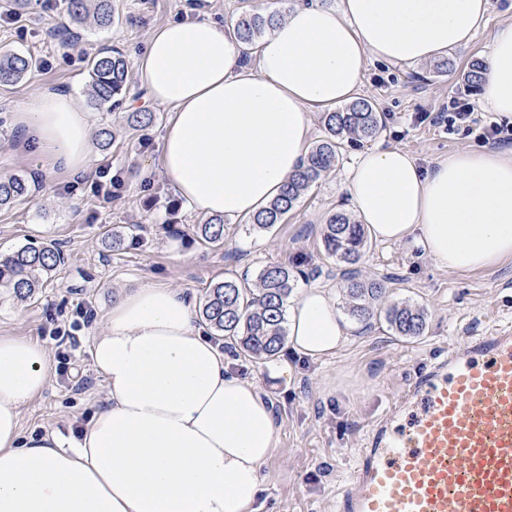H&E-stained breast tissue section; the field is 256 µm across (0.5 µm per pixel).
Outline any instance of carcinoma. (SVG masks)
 Wrapping results in <instances>:
<instances>
[{"instance_id": "carcinoma-1", "label": "carcinoma", "mask_w": 512, "mask_h": 512, "mask_svg": "<svg viewBox=\"0 0 512 512\" xmlns=\"http://www.w3.org/2000/svg\"><path fill=\"white\" fill-rule=\"evenodd\" d=\"M69 23L63 29L81 27L87 20L98 26L112 23L111 0H68ZM282 19L278 12L245 13L235 23L239 41L246 45L269 31ZM32 68V60L21 53L0 56V83L22 80ZM129 65L117 49H102L91 60L88 100L94 106L112 103L126 90ZM154 120L151 112H129L126 124L140 130ZM381 116L374 105L360 99L326 112L323 116L325 134L311 147L309 155L283 185L280 194L252 218V226L268 230L283 223L302 195L325 177L336 165L344 145L373 137L379 129ZM29 195V185L21 176L0 180V208L9 207ZM194 234L214 249L225 244L224 217L214 216L194 225ZM323 244L327 258L345 267L348 311L358 318L371 314L372 304L387 293L386 280L365 281L358 277L354 265L367 250V239L362 225L350 216L336 212L330 216L323 230ZM64 263L62 251L53 245H25L0 264V291L20 300L33 298ZM297 274L295 267L272 263L258 273L255 288L245 291L233 279L217 282L207 289L198 306L200 319L211 335L230 340L251 358L271 361L281 352L286 340V304ZM392 330L405 338L423 335L428 318L426 308L406 301L393 302L384 311Z\"/></svg>"}]
</instances>
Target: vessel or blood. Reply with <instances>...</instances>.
I'll return each mask as SVG.
<instances>
[{"label": "vessel or blood", "mask_w": 512, "mask_h": 512, "mask_svg": "<svg viewBox=\"0 0 512 512\" xmlns=\"http://www.w3.org/2000/svg\"><path fill=\"white\" fill-rule=\"evenodd\" d=\"M348 480L336 512H512V324L419 371Z\"/></svg>", "instance_id": "vessel-or-blood-1"}]
</instances>
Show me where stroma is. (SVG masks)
I'll use <instances>...</instances> for the list:
<instances>
[{"label": "stroma", "instance_id": "35a3bbf8", "mask_svg": "<svg viewBox=\"0 0 512 512\" xmlns=\"http://www.w3.org/2000/svg\"><path fill=\"white\" fill-rule=\"evenodd\" d=\"M305 0H112L111 28L87 26L64 44L53 35L67 21L66 4L57 0L46 9L43 0H27L15 26H0V53L29 54L38 61L19 82L0 84V171L36 177L28 198L0 209V251L9 253L41 242H55L66 262L34 299L21 302L0 294V333L37 339L53 361L46 389L22 410L23 435L77 434L106 399L105 385L91 364V345L100 321L116 296L145 282L179 288L191 305L224 277L255 282L271 262L299 266L298 287L343 288L344 278L326 257L322 228L335 212H349L343 190L350 166L365 150L397 147L424 169L443 156L483 147L482 126L494 121L468 88L462 74L472 61H486L491 33L512 21V0H490L485 24L465 47L450 54L453 72L436 73L432 64H394L368 60L359 97L370 100L382 117L370 140L346 146L336 167L297 202L286 221L268 231L254 230L250 221L225 219L226 244L215 250L195 240L192 214L169 189L157 165L159 136L166 112L147 101L136 76H129L122 105H104L93 112L94 128L111 126L112 144L94 153L93 168L72 175L37 174L27 154L16 152L18 139L11 116L36 89L51 88L85 97L89 60L102 47L121 51L135 62L150 34L160 26L188 18L233 21L242 12L262 7L284 11ZM49 66H40V59ZM466 98L474 108L472 129L447 131L430 122L450 98ZM153 112V123L137 134L126 131L128 112ZM111 164L124 186L109 203L96 197L90 184L97 167ZM122 229L125 241L111 248L109 233ZM361 279L387 278L388 302L409 301L428 311L423 336H397L384 317L383 306L355 325V335L326 363L293 360L282 351L280 361H293L292 375L272 374L267 362L232 349V367L257 378L274 401L282 425L281 446L266 463L272 476L259 498L261 512H336L338 493L349 486L354 456L370 427L378 422L410 379L449 346L487 331L493 324L512 322V258L496 268L466 273L445 271L422 256L412 242H369L357 266ZM75 336L60 346L53 329Z\"/></svg>", "mask_w": 512, "mask_h": 512}]
</instances>
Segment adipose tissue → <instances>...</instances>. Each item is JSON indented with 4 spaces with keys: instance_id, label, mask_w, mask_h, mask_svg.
Here are the masks:
<instances>
[{
    "instance_id": "adipose-tissue-1",
    "label": "adipose tissue",
    "mask_w": 512,
    "mask_h": 512,
    "mask_svg": "<svg viewBox=\"0 0 512 512\" xmlns=\"http://www.w3.org/2000/svg\"><path fill=\"white\" fill-rule=\"evenodd\" d=\"M489 0H314L252 46L206 18L154 30L135 67L167 120L157 164L199 215L249 218L304 161L311 113L353 101L367 58L432 61L466 46ZM512 119V23L499 25L481 84ZM37 168L78 173L93 161V116L44 88L13 114ZM345 189L370 237L412 241L441 269L488 270L512 257V154L464 150L421 169L404 150L362 153ZM353 337L333 287L299 289L288 348L321 362ZM91 356L106 404L79 438L22 436V407L51 377L36 340L0 335V512H260L263 467L280 444L273 402L232 373L178 289L145 283L113 300Z\"/></svg>"
}]
</instances>
